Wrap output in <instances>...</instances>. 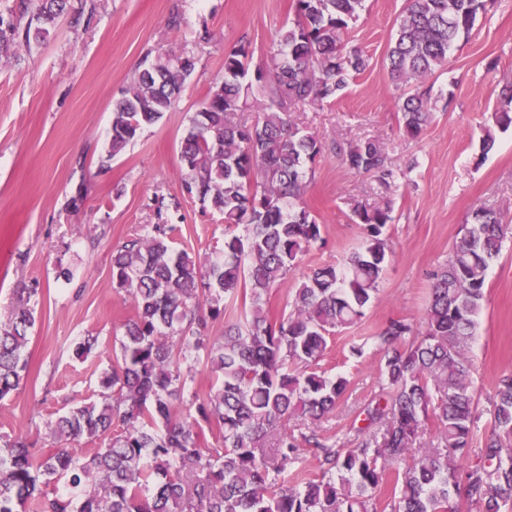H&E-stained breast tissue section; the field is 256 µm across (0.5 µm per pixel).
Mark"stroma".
<instances>
[{
    "label": "stroma",
    "instance_id": "35a3bbf8",
    "mask_svg": "<svg viewBox=\"0 0 512 512\" xmlns=\"http://www.w3.org/2000/svg\"><path fill=\"white\" fill-rule=\"evenodd\" d=\"M405 7L406 0H365L346 39L368 58V68L336 101L306 103L293 114L326 145L381 142L402 174L387 186L328 149L318 155L305 179L322 240L305 248L287 279L269 292L270 307L283 310L312 268L342 263L359 246L354 206L391 201L380 291L358 323L329 339L318 363L327 376L350 382L335 414L320 425L328 436L344 438L360 426L359 411L380 386L375 337L393 319L420 323L431 275L463 225L480 208L512 211V127L494 124L500 89L512 80V0H489L468 37L452 48L447 68L423 81L434 117L416 140L399 129L403 90L385 62ZM174 12L183 17L177 29L167 25ZM292 18L291 0H97L89 27L60 22L44 45L0 59V320L17 288L36 291L29 373L0 401V445L21 433L33 452L52 448L46 419L99 400L120 326L131 315L112 286V249L152 223L151 198L178 204L171 212L174 247L212 260L224 225L183 193L179 144L206 89L223 75L225 54L245 39L253 63H260ZM204 28L212 34L206 43L198 39ZM161 47L193 54L194 75L172 111L100 167L114 100L144 53ZM489 133L494 145L487 150ZM62 267L72 271L70 281L58 280ZM87 335L98 344L77 358L74 343ZM468 357L476 394L486 400L501 374L512 372V236L488 270Z\"/></svg>",
    "mask_w": 512,
    "mask_h": 512
}]
</instances>
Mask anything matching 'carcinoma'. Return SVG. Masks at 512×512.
<instances>
[{"mask_svg": "<svg viewBox=\"0 0 512 512\" xmlns=\"http://www.w3.org/2000/svg\"><path fill=\"white\" fill-rule=\"evenodd\" d=\"M363 2L292 0L293 21L251 81L248 42L224 55L222 80L208 87L179 148L184 191L224 223V242L214 246L220 258L203 267L175 249L164 198L152 199L155 223L112 251V285L133 316L122 325L120 356L101 379V401L49 418L45 428L58 447L40 456L21 435L0 448V512H377L375 492L390 482V512H458L453 497L460 494L467 512H512V372L488 398V432L475 448L480 412L467 357L488 268L512 229L504 211L475 212V223L432 273L420 330L395 319L378 336L380 390L363 406L366 425L349 446L288 428L294 415L330 417L346 394L345 377L316 365L329 337L362 319L386 263L390 202L357 206L361 248L342 265L312 269L288 314L266 308L269 290L321 240L303 177L323 144L292 120L291 109L338 99L369 66L358 50L343 52L344 31ZM483 10L484 0H410L386 54L391 81L407 86L445 69L453 45ZM94 11L70 0H16L0 12V53L20 43L30 50L61 19L77 28ZM195 66L187 52L142 58L113 104L100 166L176 106ZM255 86L263 100L250 125L237 115ZM398 111L404 135L419 137L432 118L428 93L404 95ZM494 119L501 128L512 125V82L500 91ZM333 150L350 169L395 181L380 142H335ZM19 293L26 299L0 323L1 401L28 370L34 290ZM241 297L249 299L244 321L225 322L219 339L207 336L206 319L226 316ZM189 348L205 350L220 378L204 397L181 372ZM187 395L198 415L192 421L174 414ZM205 424L220 427L222 446L209 444ZM430 431L442 446L415 447ZM83 438L93 447H70ZM304 445L320 453L323 469L290 486L286 466ZM459 457L472 462L460 467ZM60 483L70 494L49 496L48 487Z\"/></svg>", "mask_w": 512, "mask_h": 512, "instance_id": "cac0c4a2", "label": "carcinoma"}]
</instances>
